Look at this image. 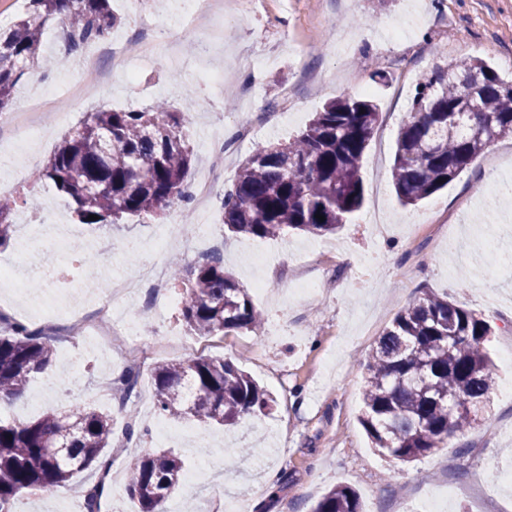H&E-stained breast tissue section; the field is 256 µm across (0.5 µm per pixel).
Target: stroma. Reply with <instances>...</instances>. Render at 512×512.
I'll return each instance as SVG.
<instances>
[{
    "instance_id": "1",
    "label": "stroma",
    "mask_w": 512,
    "mask_h": 512,
    "mask_svg": "<svg viewBox=\"0 0 512 512\" xmlns=\"http://www.w3.org/2000/svg\"><path fill=\"white\" fill-rule=\"evenodd\" d=\"M121 23L113 40H139V78L127 82L122 65L103 60L108 74L94 97L75 99L62 118L47 121L43 143H20L12 128L16 114L28 111L40 88L89 84L88 70L72 63L48 76L30 75L15 93L10 111L0 114V154L10 155L0 179H10L0 196L14 199V226L8 247L0 249V269L14 270L24 284L20 303L7 313L33 327L67 322L73 312L92 313L100 294L95 275L85 274L83 252L101 242L116 249L109 259L112 279L133 273L141 259L169 265L180 257L193 265L211 253L209 240L180 233V245L161 248L154 240L162 223L127 217L117 224H82L51 185L34 182L33 171L59 145L63 135L94 108L135 110L164 99L177 107L194 97L185 129L195 156L190 177L220 172L209 202L212 223H220V201L239 163L255 150L285 143L314 112L340 94L374 101L381 118L361 166L363 206L333 236L284 234L261 239L225 235L224 265L252 296L264 315L261 334L230 331L218 357L239 362L273 394L270 415L249 418L226 429L197 427L211 442L205 455L186 441H153L146 429L157 415L151 370L163 361L192 354L193 338L181 324L177 305L162 303L146 319L139 344L147 362L129 398L98 396L100 383L114 378L124 361L119 351L101 347L95 334L71 343L56 342V359L33 377L23 405L0 408V420H34L44 413L79 404L112 417V490L107 512H138L126 492V477L145 451L169 449L185 471L206 472L195 491L177 487L166 512H184L187 503L208 512H232L247 499V512H310L332 487L355 489L364 512H420L428 499L449 485L457 497L443 512H512V487L492 469L512 467V397L494 389L480 422L434 453L403 463L381 455L358 422L362 364L396 313L423 291L448 296L493 328L486 347L500 362L512 348V269L486 276L488 248L475 247L473 225L484 224L503 248L512 250V220L492 209L487 192L494 181H512V138L495 140L448 187L418 206H401L390 169L398 131L409 112L419 79L436 67L481 60L505 79L512 77V0H230L234 17L211 51L210 63L232 65L221 91L208 86L206 66L197 57L195 35L175 19L171 0H147L146 10L170 32L171 48L157 52L138 28L130 0H112ZM317 72L319 86L308 89L303 70ZM252 118L255 130L237 142L239 121ZM51 213L69 245L53 264L69 279L30 286L20 267L26 247L23 217ZM303 268L319 292L304 298L292 272ZM251 448L250 456L225 458L228 448ZM97 478L77 474L64 492L26 500V512H74L79 494Z\"/></svg>"
}]
</instances>
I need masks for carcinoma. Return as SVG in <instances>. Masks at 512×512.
I'll return each instance as SVG.
<instances>
[{
    "mask_svg": "<svg viewBox=\"0 0 512 512\" xmlns=\"http://www.w3.org/2000/svg\"><path fill=\"white\" fill-rule=\"evenodd\" d=\"M117 17L110 0H30L11 26L0 28V114L15 87L34 68L45 72L42 38L61 27L65 61L107 40ZM473 81L471 91L459 79ZM370 100L343 93L315 113L288 143L245 158L221 200L224 229L235 235L276 237L286 231L320 237L335 233L363 205L361 161L379 122ZM184 113L164 100L141 110H95L64 135L33 173L64 195L82 224H114L127 216L160 217L182 200L193 152ZM512 136V80L474 60L434 69L418 83L397 137L391 169L397 200L417 205L446 187L485 147ZM15 202L0 198V248L11 238ZM325 216L319 221L315 215ZM184 285L182 321L194 335L232 330L259 333L262 312L224 269L219 256L194 266L173 264ZM490 326L475 313L432 292L400 310L367 356L359 422L373 447L409 462L478 421L497 384L486 350ZM54 338L41 328L0 316V395H20L51 365ZM139 372L126 368L114 383L123 396ZM156 406L172 418L231 426L266 415L276 399L236 362L203 355L161 363L152 370ZM112 444V419L75 404L34 422H0V512L24 492L57 494L88 469L100 470ZM181 458L159 450L142 456L125 486L139 512H160L178 486ZM312 512H363L355 490L335 486Z\"/></svg>",
    "mask_w": 512,
    "mask_h": 512,
    "instance_id": "1",
    "label": "carcinoma"
}]
</instances>
